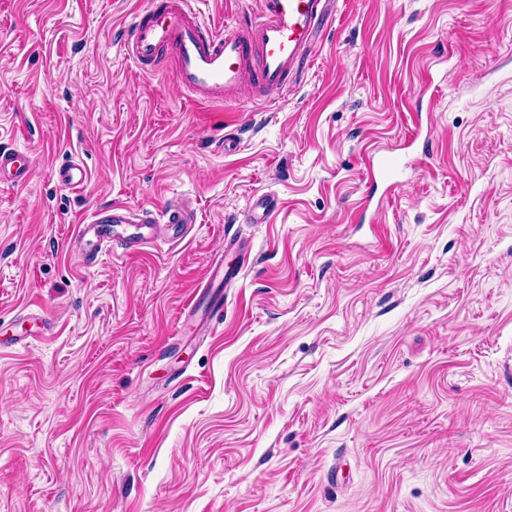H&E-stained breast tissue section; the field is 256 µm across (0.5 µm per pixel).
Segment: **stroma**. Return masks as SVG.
<instances>
[{"label":"stroma","mask_w":512,"mask_h":512,"mask_svg":"<svg viewBox=\"0 0 512 512\" xmlns=\"http://www.w3.org/2000/svg\"><path fill=\"white\" fill-rule=\"evenodd\" d=\"M144 2L0 0V512H512V0H338L279 96L202 107L125 55ZM174 199L179 241H73ZM30 160L22 153L13 150L0 151V183L23 186L28 181ZM374 158L376 159L375 162L371 164L370 175L376 186L378 183L387 185V187L399 184L398 157L390 154H382ZM109 214L103 216L102 212L91 215L88 223L84 221L78 226V234L86 237L91 235L97 243H99V250L102 246L107 245L114 241L111 235L103 233L101 230L102 224L114 225H137V224H160V218L165 219L164 224L171 226L172 237L175 241L182 238V225L194 224V218L191 211H188L180 203H171L163 208L161 216L155 214H139L134 212L126 205H116L108 210ZM247 251L235 266L224 267V259L213 263L207 270L206 277L199 289L213 288L216 281L224 282V288H228L238 279L241 270L245 267L249 257Z\"/></svg>","instance_id":"stroma-1"}]
</instances>
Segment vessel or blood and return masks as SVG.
I'll return each instance as SVG.
<instances>
[{
    "mask_svg": "<svg viewBox=\"0 0 512 512\" xmlns=\"http://www.w3.org/2000/svg\"><path fill=\"white\" fill-rule=\"evenodd\" d=\"M331 2L260 0L259 15L238 17L216 31L202 24L189 0H150L125 31L123 45L129 59L139 65H157L161 50L172 49L179 83L196 103H221L246 87L270 99L288 87L309 58L319 30L330 20ZM29 169L30 161L24 154L0 151V183L24 185ZM398 169L397 156L382 154L372 162L370 175L374 183L392 186L398 182ZM161 220L178 240L183 225L193 223L194 218L178 203L165 206L158 216L116 205L108 214L96 213L80 223L78 233L92 236L104 246L112 237L102 232V224H155ZM240 272V266L216 261L203 285L210 288L220 281L232 286Z\"/></svg>",
    "mask_w": 512,
    "mask_h": 512,
    "instance_id": "obj_1",
    "label": "vessel or blood"
}]
</instances>
